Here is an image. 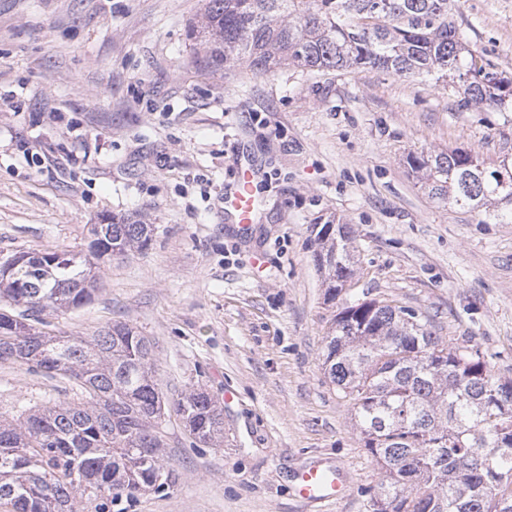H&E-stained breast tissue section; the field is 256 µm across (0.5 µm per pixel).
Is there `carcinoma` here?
I'll list each match as a JSON object with an SVG mask.
<instances>
[{
	"label": "carcinoma",
	"mask_w": 512,
	"mask_h": 512,
	"mask_svg": "<svg viewBox=\"0 0 512 512\" xmlns=\"http://www.w3.org/2000/svg\"><path fill=\"white\" fill-rule=\"evenodd\" d=\"M187 37L206 64L266 75L371 68L452 82L467 102L512 110V78L488 79L471 43L448 20V0H204ZM428 196L467 207L481 223H512V162L481 167L460 148L411 155ZM154 228L112 217L94 224L89 253H21L0 265V363L74 380L83 398L0 420V502L12 512H85L176 483L165 460L168 413L194 443L224 445V410L199 389L170 401L154 343L126 323L94 336L47 331L43 314L90 301L100 261L145 249ZM327 294L352 275L351 237L318 232ZM323 367L348 398L364 447L383 473L371 512H512V380L477 349L448 347L419 315L392 301L342 307Z\"/></svg>",
	"instance_id": "obj_1"
}]
</instances>
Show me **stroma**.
I'll list each match as a JSON object with an SVG mask.
<instances>
[{"label": "stroma", "instance_id": "1", "mask_svg": "<svg viewBox=\"0 0 512 512\" xmlns=\"http://www.w3.org/2000/svg\"><path fill=\"white\" fill-rule=\"evenodd\" d=\"M202 0H0V264L87 253L102 216L146 218L150 245L105 260L87 304L50 314L92 336L122 322L155 344L169 399L222 400L224 445L166 425L174 485L106 512H371L379 467L324 375L344 303L389 299L512 379V223L428 198L412 154H512V112L376 69L218 70L186 38ZM492 71L512 76V0H449ZM87 150L85 163L70 152ZM258 168L248 229L221 197ZM323 224L351 229L336 300L316 261ZM74 381L0 364V416L79 398ZM343 465L346 489L308 505L295 475Z\"/></svg>", "mask_w": 512, "mask_h": 512}]
</instances>
